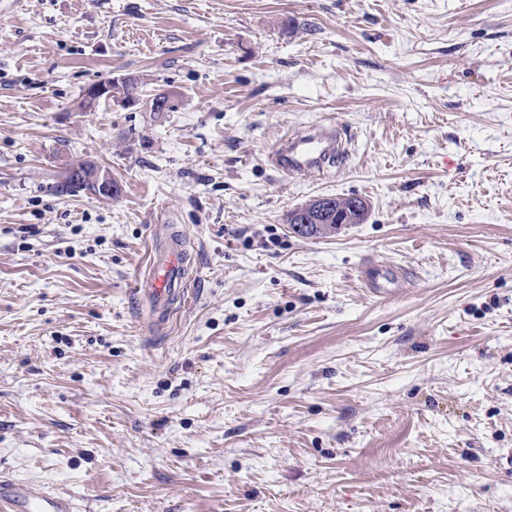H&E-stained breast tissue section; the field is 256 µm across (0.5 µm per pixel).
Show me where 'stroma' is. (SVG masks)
<instances>
[{
  "instance_id": "stroma-1",
  "label": "stroma",
  "mask_w": 512,
  "mask_h": 512,
  "mask_svg": "<svg viewBox=\"0 0 512 512\" xmlns=\"http://www.w3.org/2000/svg\"><path fill=\"white\" fill-rule=\"evenodd\" d=\"M124 75L171 110L80 109ZM325 120L346 158L270 165ZM78 160L119 196L57 194ZM319 196L368 218L293 233ZM174 238L152 328L133 288ZM368 260L411 277L372 299ZM2 473L79 512H512V0H16ZM188 257L182 249L173 245L159 257L154 258L147 277L136 286L137 294H144L152 300V322L168 320L167 301L179 292L181 275L188 266Z\"/></svg>"
}]
</instances>
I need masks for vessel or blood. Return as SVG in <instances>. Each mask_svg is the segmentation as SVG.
<instances>
[{
  "instance_id": "1",
  "label": "vessel or blood",
  "mask_w": 512,
  "mask_h": 512,
  "mask_svg": "<svg viewBox=\"0 0 512 512\" xmlns=\"http://www.w3.org/2000/svg\"><path fill=\"white\" fill-rule=\"evenodd\" d=\"M351 134L333 122L310 126L304 133L289 136L277 144L269 159L273 166L292 176H306L324 170L344 151ZM188 257L179 246H171L154 258L147 277L136 286L137 293L152 300L153 322L167 321V301L178 292ZM369 296L380 299L389 295L390 285L406 276L403 268L389 263L370 262L362 270ZM77 504L68 495L50 490L38 482L9 477L0 478V512H76Z\"/></svg>"
}]
</instances>
